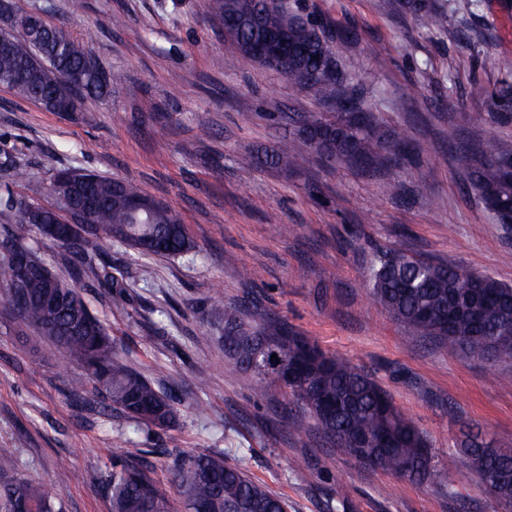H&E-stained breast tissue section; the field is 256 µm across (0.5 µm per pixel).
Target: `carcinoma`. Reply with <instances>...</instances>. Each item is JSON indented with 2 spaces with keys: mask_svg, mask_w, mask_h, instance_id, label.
Masks as SVG:
<instances>
[{
  "mask_svg": "<svg viewBox=\"0 0 512 512\" xmlns=\"http://www.w3.org/2000/svg\"><path fill=\"white\" fill-rule=\"evenodd\" d=\"M390 11L410 16L427 29H443L447 15L435 0H387ZM209 9L217 19L235 21L226 37L229 47L252 60L249 43L288 25L291 59L288 79L320 103L335 102L341 77L335 54L322 42L302 16L288 8L287 0L265 9L263 0H210ZM40 28L32 38L8 29L0 31V85L56 111L61 94L81 98L102 97L110 86L100 70L91 66L89 42L79 40L64 26L50 25L39 14L29 17ZM322 140L326 156L345 160L397 161L407 142L385 132L370 120L366 129L356 128L354 112L341 109L335 120L316 113L300 116L295 133L279 141L274 153L285 169L303 164L313 152L312 140ZM71 185L57 180L55 172L44 187L53 196L81 198L82 182H95L96 208L92 229L87 235L65 243L70 254L72 282L55 277L59 289L53 318L47 313L51 297L46 280L39 273L25 282L27 302L19 314L36 338H47L64 353L81 360L97 383L105 388L112 410L128 422L159 429L177 422L170 396L116 354L112 338L101 320L93 315L79 294L75 282L90 271L103 286L121 288L110 265L89 263L88 246L96 240L123 243L145 257L174 258L197 251V244L178 214L168 205L134 213L130 200L144 195L132 182L74 170ZM472 186L485 207L500 223L512 221V171L493 160H482L472 174ZM0 221L12 225L11 233L0 239V287L15 279V269L6 252L25 250L36 265L47 268L37 255V238L42 225L57 221L55 207H43L28 196L9 193L0 197ZM372 295L394 320L415 332L465 354L481 359L487 352L485 338L498 326L510 335L498 336L503 358L512 359V287L493 277L479 282L462 275L452 262L439 263L389 250L374 271ZM224 315V355L242 377L261 382L266 390L285 393L300 403L315 419L334 447L358 462L389 472L396 478L423 482L435 475L433 456L427 439L414 422L398 408L382 407L387 395L373 378L348 360L322 351L270 318L254 326L245 310L226 307ZM276 354L281 364L267 362ZM383 432L391 436L393 448H359L355 440ZM464 453L478 482L495 486V502H512V457L503 456L491 440L464 441ZM12 449L0 448V512H15L25 502L30 512H54L50 488L40 482L14 476ZM151 467L134 459L126 448L112 449V512H171L165 492L151 476ZM170 481L181 495L184 512H194L206 504L210 512H287L288 503L262 484L252 480L237 463L222 452H198L176 458Z\"/></svg>",
  "mask_w": 512,
  "mask_h": 512,
  "instance_id": "carcinoma-1",
  "label": "carcinoma"
}]
</instances>
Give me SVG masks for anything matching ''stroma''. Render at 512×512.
Instances as JSON below:
<instances>
[{"mask_svg":"<svg viewBox=\"0 0 512 512\" xmlns=\"http://www.w3.org/2000/svg\"><path fill=\"white\" fill-rule=\"evenodd\" d=\"M438 3L448 25L429 31L389 13L386 0H288L329 30L345 93L413 154L390 170L314 153L287 171L263 155L294 132L298 113L336 111L231 52L208 0H12L14 12L37 8L92 34L111 93L49 112L0 85V193L28 194L67 168L131 180L171 206L198 245L145 258L102 240L91 261L111 259L123 291L105 292L91 274L79 283L124 362L149 381L163 370L179 381L171 429L129 427L81 362L33 341L0 299V448L13 449L19 474L48 484L55 512H112L103 478L116 447L161 482L176 455L224 452L288 512H498L461 443L478 432L512 448V361L435 343L371 295L392 248L512 286V224L486 209L467 172L468 160L512 153V112L491 102L512 85L500 66L512 58V0ZM245 161L254 165L246 181ZM17 168L26 180H13ZM217 293L245 306L251 323L277 315L362 367L424 433L436 476L401 481L363 466L333 453L313 423L293 434L299 407L270 401L225 357ZM85 471L101 481L80 480Z\"/></svg>","mask_w":512,"mask_h":512,"instance_id":"35a3bbf8","label":"stroma"}]
</instances>
